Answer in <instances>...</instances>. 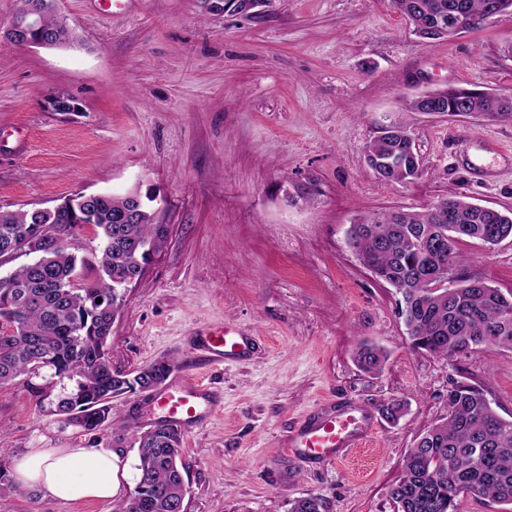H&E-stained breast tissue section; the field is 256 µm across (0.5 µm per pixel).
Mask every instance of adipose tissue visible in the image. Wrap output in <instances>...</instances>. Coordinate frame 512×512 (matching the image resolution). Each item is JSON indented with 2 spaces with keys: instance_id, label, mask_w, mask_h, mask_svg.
<instances>
[{
  "instance_id": "ef3b65f1",
  "label": "adipose tissue",
  "mask_w": 512,
  "mask_h": 512,
  "mask_svg": "<svg viewBox=\"0 0 512 512\" xmlns=\"http://www.w3.org/2000/svg\"><path fill=\"white\" fill-rule=\"evenodd\" d=\"M10 467L17 484L57 501L109 500L119 489L120 459L109 448H32Z\"/></svg>"
}]
</instances>
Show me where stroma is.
<instances>
[{"label": "stroma", "mask_w": 512, "mask_h": 512, "mask_svg": "<svg viewBox=\"0 0 512 512\" xmlns=\"http://www.w3.org/2000/svg\"><path fill=\"white\" fill-rule=\"evenodd\" d=\"M58 0L78 40L0 45V207L47 206L80 192L151 190L170 232L124 293L107 349L129 374L165 362L220 398L182 428L185 512H289L311 495L322 512H397L389 495L417 437L448 414L454 382L481 384L512 417V351L448 359L413 348L397 291L346 243L358 218L422 209L453 192L512 210V157L485 181L465 165L512 146V120L408 112L407 98L451 87L512 93V15L426 42L390 0H257L211 11L206 0ZM72 109L54 111L56 97ZM406 122L424 174L389 186L364 147L381 124ZM466 274L512 292V240L463 246ZM233 322L260 341L248 359L213 364L193 333ZM387 354L361 371L360 344ZM66 382L52 371L0 392V451L110 448L125 466L120 495L57 502L36 488L0 496V512H120L133 490L136 434L160 416L155 391L112 401L120 428L94 431L53 413ZM407 404L350 461L312 465L285 448L317 404Z\"/></svg>", "instance_id": "stroma-1"}]
</instances>
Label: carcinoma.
Returning <instances> with one entry per match:
<instances>
[{
  "instance_id": "obj_1",
  "label": "carcinoma",
  "mask_w": 512,
  "mask_h": 512,
  "mask_svg": "<svg viewBox=\"0 0 512 512\" xmlns=\"http://www.w3.org/2000/svg\"><path fill=\"white\" fill-rule=\"evenodd\" d=\"M498 1L512 10V0H390L414 31L427 40L448 37L446 29H431V21L454 12L478 28L489 4ZM41 7L40 31L56 45L73 40V31L59 23L43 0H18L13 18L31 7ZM448 116L491 115L512 120V94L489 93L469 88H449L436 93ZM407 126L391 122L378 129L365 146L367 161L376 178L388 184L406 185L423 175L419 156L410 150ZM156 196L134 189L103 193L88 206L95 230L91 248L96 276L77 284L79 270L88 260L69 245L51 248L42 241L57 229L68 228L75 236L82 225L73 222L79 212L69 205L39 216L31 209L0 208V259L4 246L24 243L25 254L34 255L6 275L0 274V391L25 375L44 368L75 381L66 397L56 404V414L66 424L76 423L73 410H97L112 418V399L132 391L131 382L165 378V363L151 364L130 376L112 369L103 351L112 324L123 305L122 286L141 274L147 254L158 252L167 236L159 233L154 208ZM445 219L435 216L436 205L413 210L402 207L373 213L350 226L349 247L379 280L400 294L401 315L413 347L431 354L470 357L488 347L512 351V293H503L482 278L463 270L467 258L459 244L478 240L495 229L512 237V211L478 209L461 196L440 198ZM453 268L456 280L450 288H435L431 276ZM102 302H96V299ZM355 359L368 373H379L386 353L362 344ZM448 416L419 435L409 449L399 480L390 497L397 512H459L460 499L470 496L512 505V419L501 417L491 406L484 388L457 382L448 389ZM380 416L399 422L404 403L399 400L377 406ZM138 448L136 484L121 512H176L185 497L180 471L182 434L168 421L135 437ZM316 496L293 502L290 512H321Z\"/></svg>"
}]
</instances>
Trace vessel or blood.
<instances>
[{"label": "vessel or blood", "instance_id": "1", "mask_svg": "<svg viewBox=\"0 0 512 512\" xmlns=\"http://www.w3.org/2000/svg\"><path fill=\"white\" fill-rule=\"evenodd\" d=\"M196 338L198 349L216 363L243 359L255 345L254 336L234 323L204 326ZM156 407L167 421L179 426L208 418L218 404L208 385L190 379L169 387L157 399ZM374 426L375 418L367 407L320 404L293 430L288 446L308 463H340L370 439Z\"/></svg>", "mask_w": 512, "mask_h": 512}]
</instances>
